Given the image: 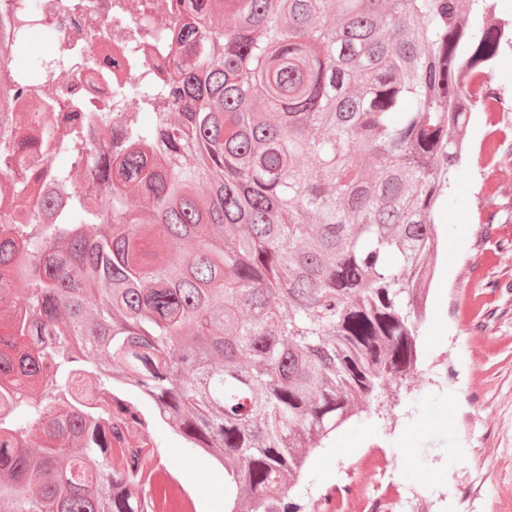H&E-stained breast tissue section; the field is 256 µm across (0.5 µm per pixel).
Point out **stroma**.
Masks as SVG:
<instances>
[{
	"mask_svg": "<svg viewBox=\"0 0 512 512\" xmlns=\"http://www.w3.org/2000/svg\"><path fill=\"white\" fill-rule=\"evenodd\" d=\"M487 132L483 114L473 113L474 148L438 217L435 279L445 288L428 297L427 358L412 386L420 408L392 395L380 415L350 420L343 445L319 449L292 488L291 500L303 507L365 470L387 471L398 489L413 490L418 499L411 512H484L481 504H469L473 492L512 496V250L495 247L497 239L512 238V198L496 224L480 223L485 168L476 146ZM476 330L486 343L471 339ZM473 407L477 416L461 426L462 413ZM154 439L162 463L180 470L204 512H224L223 469L175 434L159 429Z\"/></svg>",
	"mask_w": 512,
	"mask_h": 512,
	"instance_id": "35a3bbf8",
	"label": "stroma"
}]
</instances>
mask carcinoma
I'll return each instance as SVG.
<instances>
[{"mask_svg": "<svg viewBox=\"0 0 512 512\" xmlns=\"http://www.w3.org/2000/svg\"><path fill=\"white\" fill-rule=\"evenodd\" d=\"M495 0H185L171 99L112 145L37 124L20 161L70 189L0 216V507L138 512L112 410L71 383L150 395L224 467V512L288 492L337 428L412 383ZM42 12L25 0L20 30ZM237 24L224 27V14ZM1 112L11 126L41 106ZM65 158L63 166L55 164Z\"/></svg>", "mask_w": 512, "mask_h": 512, "instance_id": "cac0c4a2", "label": "carcinoma"}]
</instances>
